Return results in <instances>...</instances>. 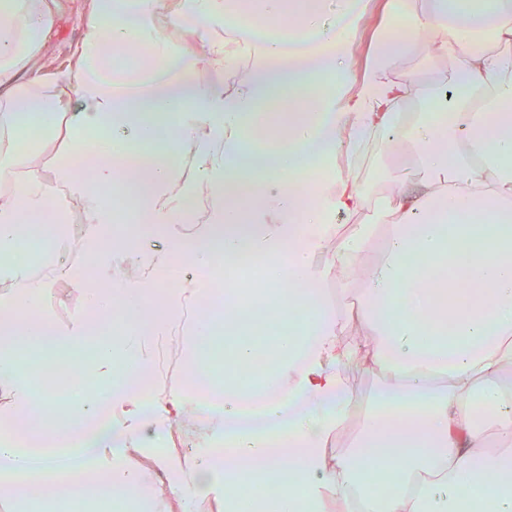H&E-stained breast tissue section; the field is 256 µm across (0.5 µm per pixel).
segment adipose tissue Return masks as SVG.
Instances as JSON below:
<instances>
[{
  "instance_id": "obj_1",
  "label": "adipose tissue",
  "mask_w": 512,
  "mask_h": 512,
  "mask_svg": "<svg viewBox=\"0 0 512 512\" xmlns=\"http://www.w3.org/2000/svg\"><path fill=\"white\" fill-rule=\"evenodd\" d=\"M389 7L401 36L382 34L357 89L336 92L330 77L345 71L361 19L353 0L328 20L305 14L304 40L326 51L313 65L282 42L258 39L249 61L229 69L214 37L224 0H196L190 14L178 0H85L82 40L67 69L50 78L46 49L62 0H0V154L13 152L20 126L39 132L64 115L67 147L52 161L55 183L73 196L99 192L91 223H111L104 196L120 184L131 188L148 235L187 230L146 262L143 281H99L108 312L137 310L144 333L166 334L199 292L187 282L165 299L174 261L198 258L216 269L246 247L267 261L276 319L299 326L270 349L259 389L207 382V394L235 410L211 416L224 445L204 449L195 464L153 447L161 429L187 416L205 325L190 329L167 386L151 375L142 335L100 344L76 370L79 391L62 417L54 401L30 395L15 355L1 348L0 387L12 405L0 414V499L33 493L44 512H55L61 497L92 490L150 512H194L214 485L233 488L238 475L262 466L276 479L271 512H301L306 498L317 512H481L483 495L493 512H512V0L478 10L468 0ZM159 16L194 32L199 51L158 40ZM483 27L492 40L472 53L471 35ZM425 37L437 56L455 60L459 91L448 103L422 99L408 115L401 107L413 84L392 69ZM119 48L146 54L138 79L125 84L105 76ZM208 68L224 78L199 83ZM261 110L268 119L254 125ZM117 128L161 146L165 162L122 160L112 151ZM263 139L279 140L282 150L245 153L246 142ZM381 139L421 179L412 187L388 178L389 200L373 209L353 172L364 146ZM327 162L336 177L318 198L292 182L296 166ZM256 172L264 179L257 190L246 182ZM199 193L209 208H195ZM48 200L38 171L12 178L0 194V244L23 216L48 213ZM476 211L482 222H466ZM452 214L461 222H449ZM333 215L355 218L352 231L334 234ZM7 275L16 288L9 305L27 316L0 332L61 355L77 351L85 333L56 335L38 310L47 270L16 265ZM471 283L476 293L462 300L460 288ZM349 366L378 377L369 407L344 375ZM255 397L268 408L251 420L239 406ZM478 413L489 430L475 428ZM35 418L44 431L29 430ZM84 444L98 454L83 473L54 454ZM139 453L145 465L131 467ZM385 459V476L400 489L382 498L370 492L368 472Z\"/></svg>"
}]
</instances>
